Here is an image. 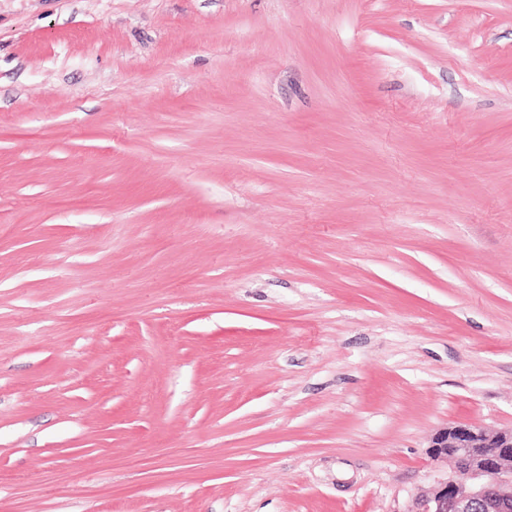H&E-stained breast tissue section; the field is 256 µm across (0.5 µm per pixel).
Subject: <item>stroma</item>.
<instances>
[{"label":"stroma","mask_w":512,"mask_h":512,"mask_svg":"<svg viewBox=\"0 0 512 512\" xmlns=\"http://www.w3.org/2000/svg\"><path fill=\"white\" fill-rule=\"evenodd\" d=\"M512 427V0H0V512H411Z\"/></svg>","instance_id":"obj_1"}]
</instances>
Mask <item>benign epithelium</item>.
I'll list each match as a JSON object with an SVG mask.
<instances>
[{
	"label": "benign epithelium",
	"instance_id": "obj_1",
	"mask_svg": "<svg viewBox=\"0 0 512 512\" xmlns=\"http://www.w3.org/2000/svg\"><path fill=\"white\" fill-rule=\"evenodd\" d=\"M429 448L434 461L454 460L466 481H438L416 512H512V428L489 432L455 422L437 431Z\"/></svg>",
	"mask_w": 512,
	"mask_h": 512
}]
</instances>
